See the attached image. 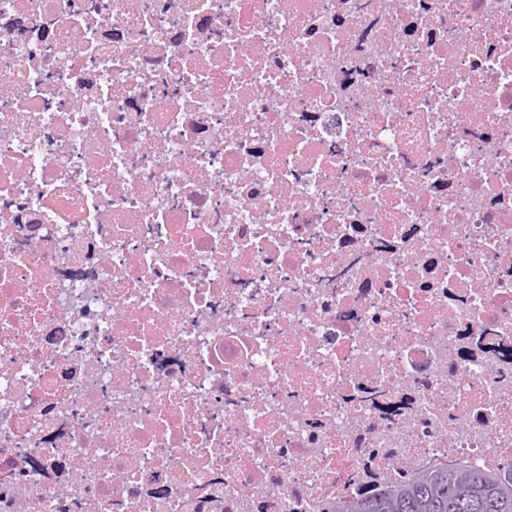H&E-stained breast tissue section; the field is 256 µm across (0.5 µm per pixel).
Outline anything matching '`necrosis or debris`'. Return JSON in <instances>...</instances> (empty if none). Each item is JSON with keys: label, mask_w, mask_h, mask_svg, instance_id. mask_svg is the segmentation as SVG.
I'll use <instances>...</instances> for the list:
<instances>
[{"label": "necrosis or debris", "mask_w": 512, "mask_h": 512, "mask_svg": "<svg viewBox=\"0 0 512 512\" xmlns=\"http://www.w3.org/2000/svg\"><path fill=\"white\" fill-rule=\"evenodd\" d=\"M512 464V0H0V512H329Z\"/></svg>", "instance_id": "4bbe7bcc"}]
</instances>
